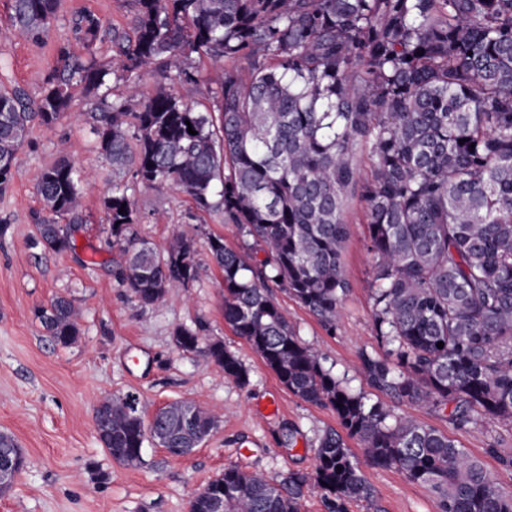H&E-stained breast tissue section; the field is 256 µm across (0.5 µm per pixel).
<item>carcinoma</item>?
<instances>
[{
    "mask_svg": "<svg viewBox=\"0 0 512 512\" xmlns=\"http://www.w3.org/2000/svg\"><path fill=\"white\" fill-rule=\"evenodd\" d=\"M134 39L116 29L117 66L97 59L102 20L82 15L76 34L86 59L59 50V73L41 96L0 91V192L35 124L67 111L70 89L96 98L97 149L121 173L135 169L148 187H174L201 210L267 246L252 257L210 240L224 273V321L301 400L335 408L347 435L374 466L427 486L437 512H512L480 460L448 434L350 391L303 344L273 296L275 285L329 332L350 292L343 267V210L367 204L375 256L373 318L383 353L364 351L366 383L398 401L447 412L465 430L477 418L512 429V0H132ZM58 0H12V23L33 41L56 18ZM245 59L249 76L226 68L218 112L200 111L163 88L135 92L140 76L172 83L193 75L182 59ZM133 89L112 97V77ZM193 128L191 135L187 128ZM464 143H459V140ZM372 165L363 179L357 155ZM89 175L64 160L45 166L37 192L49 216L35 244L74 248L79 201ZM130 187L105 198L112 245L126 256L114 276L142 306L194 280L197 265L182 234L165 254L133 230ZM124 212H119V209ZM54 342L80 336L64 296L38 312ZM183 350L199 348L180 327ZM443 343L438 348L437 343ZM224 377L248 385V369L220 341L205 346ZM104 448L124 464L142 462L149 438L134 395L95 409ZM215 427L203 407L173 403L154 428L171 456L201 445ZM313 471L279 480L236 466L202 486L190 512H301L319 493L324 512H381L343 436L326 432Z\"/></svg>",
    "mask_w": 512,
    "mask_h": 512,
    "instance_id": "obj_1",
    "label": "carcinoma"
}]
</instances>
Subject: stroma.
I'll return each mask as SVG.
<instances>
[{
  "mask_svg": "<svg viewBox=\"0 0 512 512\" xmlns=\"http://www.w3.org/2000/svg\"><path fill=\"white\" fill-rule=\"evenodd\" d=\"M88 12L106 28L132 30L130 0H60L50 30L34 42L14 27L11 0H0V90L18 87L29 97H40L59 65V47L83 57L75 24ZM185 65L193 81L167 84V91L199 109L215 110L223 64L194 53ZM72 94L56 124L30 130L17 155L13 182L0 193V433L12 436L26 457L12 490L0 495V512H189L196 490L226 467L261 471L275 480L291 470H313L320 437L340 429V420L332 407L304 402L289 392L232 332L224 321V274L209 252L210 239L219 237L227 247L261 259L265 244L225 223L222 213L198 210L186 194L144 188L131 170L113 176L111 165L95 150L88 117L96 109L95 97L80 86ZM63 156L78 170L92 172L93 183L81 199L83 224L73 250L56 253L34 242L35 224L44 214L36 179ZM117 179L133 190L135 232L158 252L167 251L175 227L191 232L197 276L172 291L162 307L139 305L112 274L121 254L112 245L103 201ZM365 214L360 199L345 207L343 263L351 290L334 332L281 289H274L275 300L298 338L319 348L326 367L352 390L451 432L501 487L512 490V472L486 452L494 438L503 451L512 450L511 430L484 418L466 430H451L441 414L392 400L361 378V352L379 349L371 299L375 260ZM56 295L67 297L80 313L81 337L69 347L56 344L36 316ZM180 327L223 342L248 369V385L225 379L203 353L179 348L174 333ZM127 393L138 396L150 412L195 400L218 411L221 422L186 456L171 457L149 445L142 463H119L96 436L93 415L100 397ZM360 469L382 512H436L425 485L392 468L364 463Z\"/></svg>",
  "mask_w": 512,
  "mask_h": 512,
  "instance_id": "stroma-1",
  "label": "stroma"
}]
</instances>
